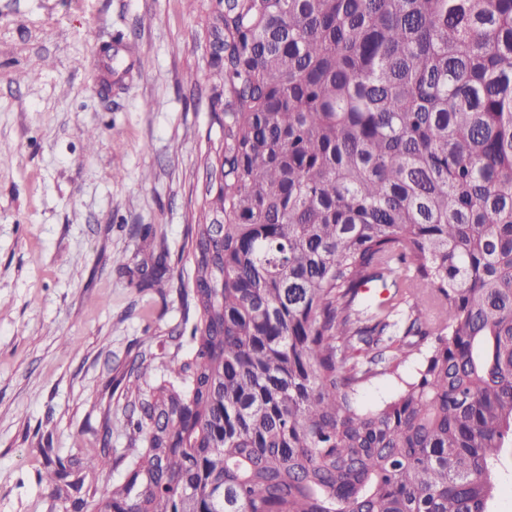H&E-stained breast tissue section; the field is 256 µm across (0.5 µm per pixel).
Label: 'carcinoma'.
<instances>
[{
	"label": "carcinoma",
	"instance_id": "1",
	"mask_svg": "<svg viewBox=\"0 0 512 512\" xmlns=\"http://www.w3.org/2000/svg\"><path fill=\"white\" fill-rule=\"evenodd\" d=\"M192 348L100 512H488L512 447V0H203ZM387 296L368 302L363 289ZM400 380L373 410L360 391Z\"/></svg>",
	"mask_w": 512,
	"mask_h": 512
}]
</instances>
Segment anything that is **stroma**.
<instances>
[{"instance_id": "stroma-1", "label": "stroma", "mask_w": 512, "mask_h": 512, "mask_svg": "<svg viewBox=\"0 0 512 512\" xmlns=\"http://www.w3.org/2000/svg\"><path fill=\"white\" fill-rule=\"evenodd\" d=\"M203 33L198 0H0V512L111 497L138 454L102 440L127 366L146 338L157 367L191 349L178 284L220 135ZM161 253L168 286H144Z\"/></svg>"}]
</instances>
